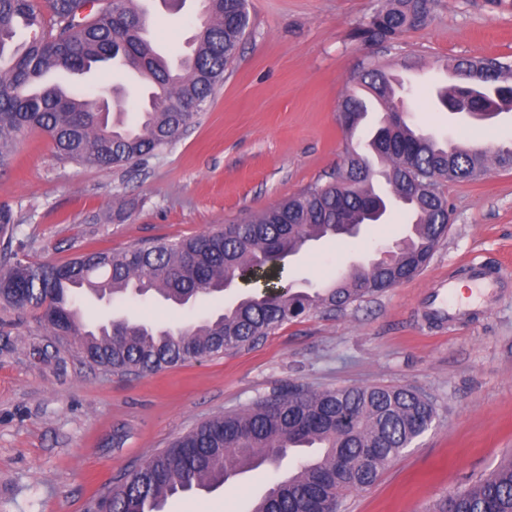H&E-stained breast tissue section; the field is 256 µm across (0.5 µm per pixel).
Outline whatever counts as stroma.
<instances>
[{
	"label": "stroma",
	"mask_w": 512,
	"mask_h": 512,
	"mask_svg": "<svg viewBox=\"0 0 512 512\" xmlns=\"http://www.w3.org/2000/svg\"><path fill=\"white\" fill-rule=\"evenodd\" d=\"M380 4L249 0V29L208 107L139 166L78 165L59 159L41 132L19 135L0 168V205L18 221L13 251L62 264L87 251L193 237L287 199L340 164L347 134L337 106L368 56L395 74L408 54L424 60L427 75L407 97L408 122L451 140L465 127L485 147L511 140L512 112L482 127L432 95L456 57L512 56V0H434L428 25L388 50L351 37ZM148 17L150 40L172 60L189 52L204 20L199 0H183L177 11L151 0ZM71 85L95 95L122 89L129 120L145 104L146 82L108 64ZM445 192L450 230L418 276L344 312L283 325L251 350L125 377L87 363L71 338L49 335L36 312L0 311V512H87L105 486L197 423L294 383L407 386L435 403L432 428L374 485L345 494L340 512H433L477 482L512 454V283L471 319L441 326L424 307L433 279L447 273L464 283L468 263L512 270V170L493 168ZM408 221L397 210L364 226L355 247L316 243L288 261L284 280L316 284L382 256L401 243ZM216 309L205 293L189 312L156 302L83 304L89 322L128 315L171 326ZM293 465L171 499L165 512H248Z\"/></svg>",
	"instance_id": "obj_1"
}]
</instances>
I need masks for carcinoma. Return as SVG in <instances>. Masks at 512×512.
<instances>
[{"label":"carcinoma","mask_w":512,"mask_h":512,"mask_svg":"<svg viewBox=\"0 0 512 512\" xmlns=\"http://www.w3.org/2000/svg\"><path fill=\"white\" fill-rule=\"evenodd\" d=\"M136 0H0V165L9 160L16 135L37 129L63 159L100 167L137 166L190 127L198 113L182 106L207 105L214 87L236 57L248 26L247 0H217L216 11L193 38L178 68L165 64L143 36L147 16ZM432 0H383L353 37L364 44H392L424 26ZM33 35L15 43V24ZM119 60L155 88L150 109L128 123L112 120L97 100L72 87H43L52 72L81 74ZM486 68L488 79L468 89L471 107L512 111V60L462 56L447 65L449 84L436 89L439 105L459 93L463 68ZM358 84L385 107L394 101V80L364 59ZM344 128L353 133L367 115L355 94L339 103ZM371 147L387 164L396 199L413 214L415 236L387 258L338 275L322 288L283 290L284 260L312 242L347 243L365 224L380 222L390 202L373 187L374 171L347 147L336 175L317 180L287 200L224 228L178 241L138 242L121 251L83 253L63 264L25 262L9 248L17 220L0 205V305L39 312L55 336L73 337L89 363L121 374H150L227 352L249 350L282 325L314 312H342L355 302L417 276L448 234L449 182L473 181L490 164L512 170V143L471 151L464 142L440 140L406 121H389ZM266 279L231 307L182 327H157L128 318L89 329L82 321L80 293L99 300L131 295L187 305L199 292L221 293L233 283ZM433 402L402 386H354L312 391L292 385L240 412L215 415L149 456L119 483L105 488L90 512H163L168 499L224 485L244 468L296 463L273 482L250 512H331L346 493L372 486L382 469L427 432ZM439 512H512V459L479 482L446 498Z\"/></svg>","instance_id":"1"}]
</instances>
